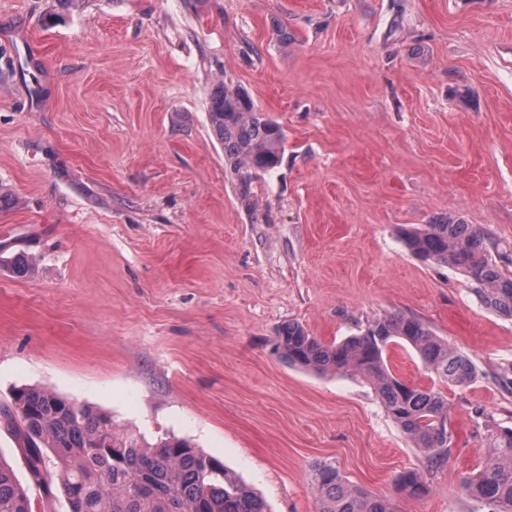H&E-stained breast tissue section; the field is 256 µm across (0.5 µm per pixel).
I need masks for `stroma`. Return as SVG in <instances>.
Wrapping results in <instances>:
<instances>
[{
    "instance_id": "obj_1",
    "label": "stroma",
    "mask_w": 512,
    "mask_h": 512,
    "mask_svg": "<svg viewBox=\"0 0 512 512\" xmlns=\"http://www.w3.org/2000/svg\"><path fill=\"white\" fill-rule=\"evenodd\" d=\"M293 41L282 44L280 29ZM222 79L286 135L253 207L208 119ZM454 216L512 274V0H0V401L47 387L139 442L192 440L270 512H315L327 461L394 512H488L483 410L512 427V319L404 246ZM403 313L479 370L447 390L429 494L371 385L289 366L293 321L338 342Z\"/></svg>"
}]
</instances>
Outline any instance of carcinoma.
<instances>
[{"label":"carcinoma","mask_w":512,"mask_h":512,"mask_svg":"<svg viewBox=\"0 0 512 512\" xmlns=\"http://www.w3.org/2000/svg\"><path fill=\"white\" fill-rule=\"evenodd\" d=\"M209 122L231 169L269 173L285 149L281 126L259 111L245 90L221 82L210 93ZM406 247L424 263L450 266L476 285L481 304L512 318V274L492 260L489 237L471 224L444 219L400 229ZM410 346L439 381L467 387L478 370L460 350L421 319L390 314L367 321L357 334L325 343L297 322L276 331L273 350L289 365L319 373L354 375L369 383L387 414L418 449L424 470L397 478V490L419 498L429 492L426 474L448 460V398L433 385L393 373L387 349ZM487 458L462 484L464 493L512 512V428L484 423ZM23 440L28 480L0 457V512H35L36 498L63 497L68 512H268L219 459L184 438L142 446L112 430V417L38 386L15 388L0 402V430ZM316 512H393L388 500L346 482L336 466L311 467Z\"/></svg>","instance_id":"carcinoma-1"}]
</instances>
